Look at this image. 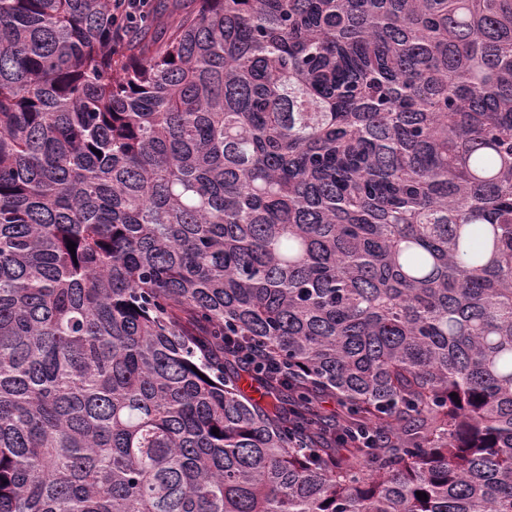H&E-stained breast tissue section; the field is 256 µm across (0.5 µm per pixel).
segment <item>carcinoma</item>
Returning <instances> with one entry per match:
<instances>
[{
	"mask_svg": "<svg viewBox=\"0 0 512 512\" xmlns=\"http://www.w3.org/2000/svg\"><path fill=\"white\" fill-rule=\"evenodd\" d=\"M0 512H512V0H0Z\"/></svg>",
	"mask_w": 512,
	"mask_h": 512,
	"instance_id": "carcinoma-1",
	"label": "carcinoma"
}]
</instances>
